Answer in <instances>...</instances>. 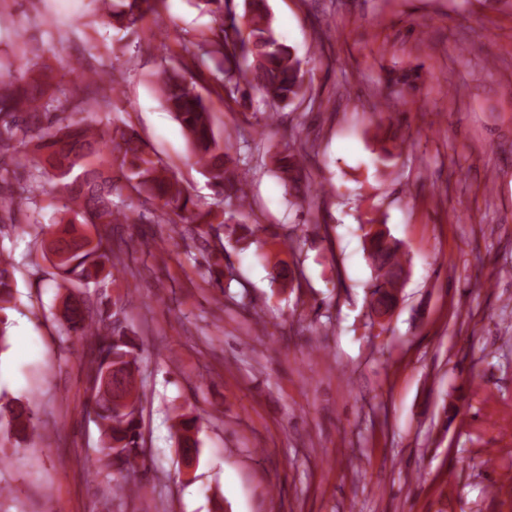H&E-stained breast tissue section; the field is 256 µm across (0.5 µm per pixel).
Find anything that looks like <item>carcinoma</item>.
<instances>
[{
	"label": "carcinoma",
	"mask_w": 512,
	"mask_h": 512,
	"mask_svg": "<svg viewBox=\"0 0 512 512\" xmlns=\"http://www.w3.org/2000/svg\"><path fill=\"white\" fill-rule=\"evenodd\" d=\"M217 28L213 38L202 41L184 39L182 52L192 59H207L214 64L217 88L225 101L247 111L253 103L289 106L305 98L301 62L292 49L280 42L269 11L268 0H244V10L236 11L234 0H202ZM155 11L154 0H103L105 21L118 30L138 31L144 16ZM71 79L59 94L36 80L17 84L0 81V183L10 180L19 166V150L34 146L38 161L31 174L34 182L47 178L61 196V211L67 220L42 223L38 205L29 186L0 194V214L10 220L32 211L29 221L34 238L46 248L50 238L65 244L64 256L52 262L57 275L72 284L105 286L112 279L114 259L122 252L112 243V234L98 227L114 224H142L144 216L112 203L116 181L123 180L156 206L159 218L172 215L192 225L200 237L222 227L237 241L253 238L263 230L246 221L249 216V156L215 131L208 100L196 82L177 66L164 67L158 76V91L167 108L182 126L195 164L208 176L217 194L229 202V209L197 208L179 179L160 160L153 158L136 130L126 125L103 130L73 122L65 115L75 102L105 111L107 97L84 98L88 81L100 78L72 65ZM307 152L288 146L270 156L281 179L292 190H310L306 174ZM368 257L374 270L371 309L383 311L397 305L403 287L406 259L402 243L385 230L365 233ZM17 283L11 257L0 252V351L5 349L9 326L8 313L15 307ZM69 336H91L94 341L84 352L90 404L99 431L98 461L122 478L115 491L133 490L132 473L144 458L141 444L143 392L138 384L139 352L135 341L112 324L106 308L75 309L72 314H56ZM122 373V395L103 388L105 374ZM0 429L16 440H24L36 430L32 402L27 397L0 393ZM172 429L183 448L199 447L198 419L176 408Z\"/></svg>",
	"instance_id": "1"
}]
</instances>
